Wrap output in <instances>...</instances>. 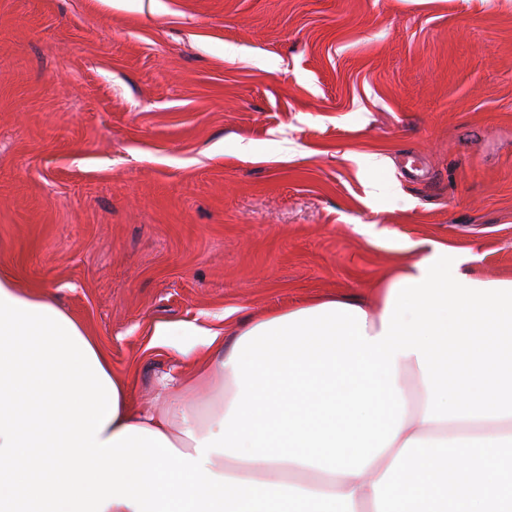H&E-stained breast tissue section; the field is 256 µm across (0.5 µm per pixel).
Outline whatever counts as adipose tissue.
Listing matches in <instances>:
<instances>
[{
    "label": "adipose tissue",
    "instance_id": "1",
    "mask_svg": "<svg viewBox=\"0 0 512 512\" xmlns=\"http://www.w3.org/2000/svg\"><path fill=\"white\" fill-rule=\"evenodd\" d=\"M185 333L202 364L139 409L80 322L0 276V512H512V278L436 247L371 303Z\"/></svg>",
    "mask_w": 512,
    "mask_h": 512
}]
</instances>
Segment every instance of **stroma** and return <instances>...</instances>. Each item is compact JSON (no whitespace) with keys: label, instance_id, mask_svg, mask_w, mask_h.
I'll use <instances>...</instances> for the list:
<instances>
[{"label":"stroma","instance_id":"35a3bbf8","mask_svg":"<svg viewBox=\"0 0 512 512\" xmlns=\"http://www.w3.org/2000/svg\"><path fill=\"white\" fill-rule=\"evenodd\" d=\"M436 245L512 277V0H0V273L135 405Z\"/></svg>","mask_w":512,"mask_h":512}]
</instances>
